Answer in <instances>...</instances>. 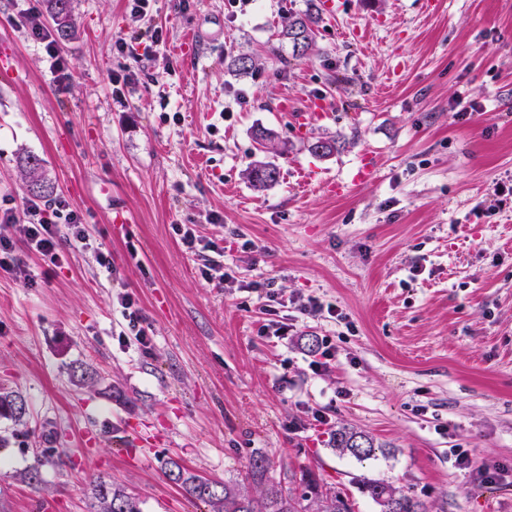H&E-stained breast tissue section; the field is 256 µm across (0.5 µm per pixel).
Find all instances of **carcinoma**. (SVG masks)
Instances as JSON below:
<instances>
[{
  "label": "carcinoma",
  "instance_id": "cac0c4a2",
  "mask_svg": "<svg viewBox=\"0 0 512 512\" xmlns=\"http://www.w3.org/2000/svg\"><path fill=\"white\" fill-rule=\"evenodd\" d=\"M47 12L56 27L59 39L70 35L73 27L71 0H46ZM319 9L309 0L308 9L293 13L280 35L291 44L293 53L304 55L312 45L313 27L318 24ZM257 60L241 54L231 61V69L239 75L254 70ZM27 190L36 196H48L54 186L45 178L41 161L33 155L24 159ZM278 167L269 161H257L248 177L252 186L263 190L277 181ZM27 414L26 400L13 391L0 388V415L18 421ZM330 447L341 455L364 459L375 453L374 441L367 434L342 426L333 431ZM166 479L182 488L194 501L208 507V512H354L356 502L342 487L319 482L309 474L288 475V489L271 475L268 458L256 455L249 461L242 480L218 481L191 472L180 462L168 459L163 466ZM359 491L370 498L381 512H427L425 504L413 495L404 493L393 484L379 479H357ZM93 512H143L140 497L125 485L98 477L91 484Z\"/></svg>",
  "mask_w": 512,
  "mask_h": 512
}]
</instances>
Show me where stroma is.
Masks as SVG:
<instances>
[{"mask_svg":"<svg viewBox=\"0 0 512 512\" xmlns=\"http://www.w3.org/2000/svg\"><path fill=\"white\" fill-rule=\"evenodd\" d=\"M342 2L296 57L279 33L307 0H152L140 19L128 0H73L60 84L18 24L44 0H0L13 63L0 72V198L25 195L36 156L54 183L45 204L65 198L89 238L51 276L22 246L31 282L0 273V384L28 404L23 422L0 417V512L46 496L55 512H91L99 476L144 512H199L164 461L235 480L257 454L338 485L389 481L429 512H512V484H484L453 456L512 466V0ZM157 27L159 45L113 51ZM190 30L192 59L179 49ZM242 53L259 63L232 75ZM121 69L137 84L120 102ZM311 99L326 110L298 127ZM319 139L337 151L312 154ZM366 153L377 176L358 182ZM258 160L280 171L260 191L246 177ZM332 176L350 192L326 195ZM181 224L223 247L231 287L203 278ZM121 292L149 348L128 335ZM308 298L326 313H301ZM305 336L332 347L328 369L312 370ZM343 425L386 454H336L328 436ZM39 453L44 484L18 482Z\"/></svg>","mask_w":512,"mask_h":512,"instance_id":"35a3bbf8","label":"stroma"}]
</instances>
